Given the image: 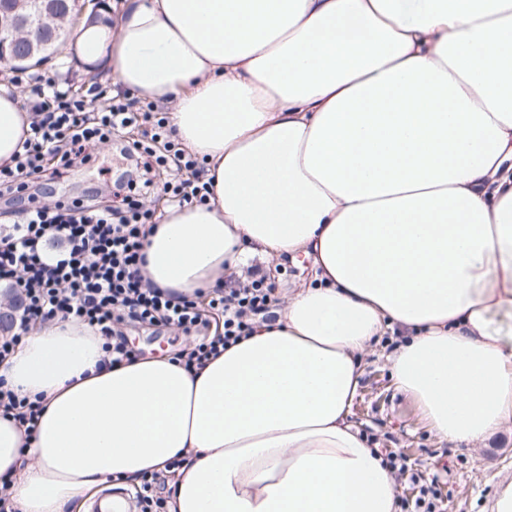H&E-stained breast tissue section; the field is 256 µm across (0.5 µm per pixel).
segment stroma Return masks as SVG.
Masks as SVG:
<instances>
[{
  "label": "stroma",
  "instance_id": "1",
  "mask_svg": "<svg viewBox=\"0 0 512 512\" xmlns=\"http://www.w3.org/2000/svg\"><path fill=\"white\" fill-rule=\"evenodd\" d=\"M41 72L69 76L75 89L84 90L94 83L114 85L108 71L93 73L78 63L65 45H58L51 58L41 65ZM138 129L126 131L111 141L98 144L93 164L72 167L60 177L44 173L31 180L27 195L0 197V226L18 220L28 204V194L51 207L72 198L90 205L106 206L114 200V182L124 171L134 170L133 161L123 159L127 141L141 138ZM130 347L143 356L162 357L175 353L194 342V334L163 327L148 334L130 326L125 330ZM365 374L354 402L351 419L372 448H386L406 459L407 469L394 472L398 498L414 503L418 487L412 474L438 476L446 512H489L491 500L504 483L512 480V435L495 436L490 447H453L442 444L430 432L413 401L396 390L390 369L378 350L364 357Z\"/></svg>",
  "mask_w": 512,
  "mask_h": 512
}]
</instances>
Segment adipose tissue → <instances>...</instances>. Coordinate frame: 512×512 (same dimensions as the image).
<instances>
[{
    "label": "adipose tissue",
    "mask_w": 512,
    "mask_h": 512,
    "mask_svg": "<svg viewBox=\"0 0 512 512\" xmlns=\"http://www.w3.org/2000/svg\"><path fill=\"white\" fill-rule=\"evenodd\" d=\"M71 46L170 104L206 166L208 202L146 238L154 285L191 295L253 258L308 272L190 370L107 366L87 325L35 326L0 363L42 401L34 441L0 417L16 512H84L146 472L169 512H397L350 420L389 332L440 442L512 432V0H127L114 34L83 25ZM28 124L0 84V165Z\"/></svg>",
    "instance_id": "obj_1"
}]
</instances>
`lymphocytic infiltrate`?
<instances>
[{
    "label": "lymphocytic infiltrate",
    "mask_w": 512,
    "mask_h": 512,
    "mask_svg": "<svg viewBox=\"0 0 512 512\" xmlns=\"http://www.w3.org/2000/svg\"><path fill=\"white\" fill-rule=\"evenodd\" d=\"M33 96L24 102L33 118L14 166L0 168V195L22 194L31 178L47 167L64 174L89 164L99 143L150 120L149 112L122 103L98 85L81 93L56 75L21 71ZM149 140L125 147L142 158L141 182H130L122 207H96L77 201L47 207L30 203L0 236V281L19 295L21 312L11 335L0 336V363L14 355L35 324L75 320L95 329L113 362L133 356L122 323L172 326L189 333L222 323V331L184 349L186 366L217 356L249 335L255 320L269 319L276 287L259 277L235 288H214L207 309L197 299L175 298L153 286L144 274L147 226L153 214L144 198L163 190L171 205L206 203L205 169L173 139L167 118L155 120ZM165 172L157 182V172ZM56 246L48 255V246ZM41 405L11 390L0 377V416L33 437Z\"/></svg>",
    "instance_id": "obj_1"
}]
</instances>
